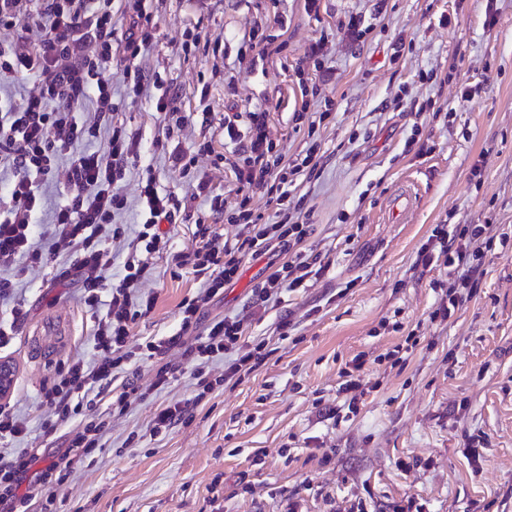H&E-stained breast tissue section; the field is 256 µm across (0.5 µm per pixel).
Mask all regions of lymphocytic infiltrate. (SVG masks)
Returning <instances> with one entry per match:
<instances>
[{
    "instance_id": "lymphocytic-infiltrate-1",
    "label": "lymphocytic infiltrate",
    "mask_w": 512,
    "mask_h": 512,
    "mask_svg": "<svg viewBox=\"0 0 512 512\" xmlns=\"http://www.w3.org/2000/svg\"><path fill=\"white\" fill-rule=\"evenodd\" d=\"M34 17L44 30L36 44L23 48L14 41L0 39V83L24 73L40 78L38 92L26 102L0 97V170L9 169L12 178L0 194V268L10 274L0 278V301L14 296L17 276L54 264V282L60 286L79 283L85 305L104 308L93 329L97 356L93 361L73 359L56 383L44 390L41 403L49 412L46 431L69 430L67 447L58 449L51 463L34 470L35 455L11 448L14 440L27 438L25 418L0 406V512H53L58 490L66 482L76 460L102 446L108 427L105 420L90 414L75 393L92 392L110 383L115 370L132 364L139 348L150 355L180 349L191 365L196 386L210 393L214 384L204 378L202 367L217 355H231L225 379L249 369L260 361L259 350H244L239 340L242 322L232 317L211 321L201 342L185 345L183 331L197 325V314L226 285L240 275L246 255L264 253L271 242L290 249L287 261L275 267L256 294L258 306L279 301L283 291L307 287L312 264L301 244L310 234L290 205L289 186L320 163L316 146L289 161L275 153L268 138L264 115L260 112L234 113L224 118V137L234 148L214 155L217 168L230 169L239 189H259L274 207L272 217L256 214L248 200H241L227 221L239 225L242 241H223L211 225L198 224V242L191 249H176L162 232V223H176L182 203L174 194L158 188L152 168L139 179V208L144 217L138 231L127 233L125 225L113 223L114 213L123 210L125 197L117 185L138 149L136 134L117 124L112 86L102 73L112 63V0H33ZM126 29L122 51L126 61L143 56L155 38V22L146 13L143 0H123ZM136 94L156 88L155 109L165 124L166 137L180 134L187 118L170 109L169 89L162 78L147 80L134 72ZM106 133L102 148L84 150L72 157L65 172L69 195L58 206L52 222L39 229L46 205L43 185L56 176L59 159L71 145ZM489 224H469L455 236L435 229L417 254L418 266L427 268L445 262L456 291L474 287L485 254L495 244ZM69 260L55 264L59 249ZM166 257L178 269H192L204 282L199 292L180 304V332L146 342H134L132 326L147 316L156 299L144 294L143 280L148 261ZM123 260L119 284L105 276L115 258Z\"/></svg>"
}]
</instances>
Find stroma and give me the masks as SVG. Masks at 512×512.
I'll return each mask as SVG.
<instances>
[{
  "instance_id": "obj_1",
  "label": "stroma",
  "mask_w": 512,
  "mask_h": 512,
  "mask_svg": "<svg viewBox=\"0 0 512 512\" xmlns=\"http://www.w3.org/2000/svg\"><path fill=\"white\" fill-rule=\"evenodd\" d=\"M145 9L156 42L136 65L178 89L171 106L188 123L166 139L151 101L124 81L122 49L113 45L103 76L140 142L119 184L127 208L113 223H140L138 174L148 166L158 187L182 202L183 219L170 227L176 248L195 246L200 218L237 241L238 226L225 219L238 201L233 175L199 156L201 189L182 177L177 158L203 141L224 152L225 114L262 112L285 158L318 145V175L298 179L291 196L312 226L303 251L328 266L308 288L283 292L262 310L254 295L288 255L275 245L245 258L239 279L184 340L196 343L202 325L231 316L243 322V342L262 345L265 357L202 401L193 402L194 379L176 351L141 356L115 373L95 413L111 414L127 377L144 386L163 365L178 369L165 391L111 414L105 446L74 463L55 512H284L292 500L301 512H512V0H318L313 9L306 0H145ZM352 16L361 36L347 27ZM188 30L210 47L183 53ZM254 30L278 52L250 51L243 39ZM317 44L319 60L310 55ZM465 87L472 99L464 105ZM327 101L329 118L309 131L298 112ZM405 180L418 183L416 207L405 223H383ZM213 196L223 198V211H211ZM439 224H494L509 237L488 252L476 288L448 323L429 319L447 266L415 264ZM51 277L45 270L20 283L16 299L28 314L0 349L14 369L0 403L27 419L20 445L39 449L42 467L68 431L45 433L39 396L73 357L96 356L94 312L78 288ZM200 283L153 258L144 290L156 303L135 324V338L178 331L180 304ZM283 320L284 337L275 330ZM44 323L62 349L40 358L26 343ZM411 337L415 346L393 361ZM349 379L358 387L346 393ZM179 400L190 403L188 424L152 434L156 411Z\"/></svg>"
}]
</instances>
